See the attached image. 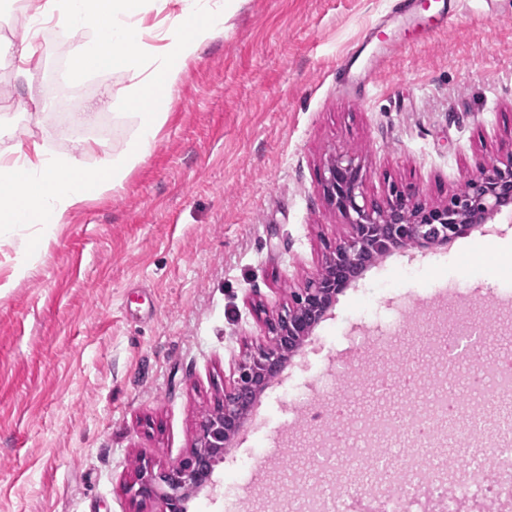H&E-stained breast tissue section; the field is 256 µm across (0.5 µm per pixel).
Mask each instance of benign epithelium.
Instances as JSON below:
<instances>
[{
	"mask_svg": "<svg viewBox=\"0 0 512 512\" xmlns=\"http://www.w3.org/2000/svg\"><path fill=\"white\" fill-rule=\"evenodd\" d=\"M358 157L338 152L327 165L323 195L346 217L349 234L336 239L325 266L290 292L288 306L265 321L263 341L246 354L237 378L198 423L191 452L155 468L139 464L129 491L160 504L159 512H186L195 493L213 491L214 467L228 442L242 429L243 415L270 380L332 309L336 296L361 278L375 262L400 248L430 249L471 234L512 207V139L498 147L497 157L480 162L463 187L441 204H426L414 186L395 188L380 202L367 200Z\"/></svg>",
	"mask_w": 512,
	"mask_h": 512,
	"instance_id": "benign-epithelium-1",
	"label": "benign epithelium"
}]
</instances>
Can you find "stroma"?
I'll return each mask as SVG.
<instances>
[{
	"label": "stroma",
	"mask_w": 512,
	"mask_h": 512,
	"mask_svg": "<svg viewBox=\"0 0 512 512\" xmlns=\"http://www.w3.org/2000/svg\"><path fill=\"white\" fill-rule=\"evenodd\" d=\"M37 5L0 9V91L12 99L0 145L32 136L64 153L91 137L101 154L120 151L131 124L97 103L122 74L73 84L64 107L54 87L68 60L54 29L30 86L16 87L10 46ZM468 6L457 25L345 90L338 63L368 28L407 32L390 0H240L223 36L187 62L145 162L34 245L28 274L0 294V512H157L128 490L139 460L190 451L200 416L258 344L262 315L286 306L349 231L321 190L331 155L359 156L369 198L412 185L430 203L496 157L512 138V0ZM502 241L512 242L506 213L445 245L394 251L340 293L261 395L257 420L216 467L218 486L251 490L246 512H286L301 491L348 483L356 441L333 471L315 464L331 421L349 429L372 413L399 415L441 389L495 428L494 392L463 382L512 354ZM444 291L471 295L481 331L456 362L435 349L455 314L439 305ZM379 370L415 378L411 399L378 394Z\"/></svg>",
	"instance_id": "obj_1"
}]
</instances>
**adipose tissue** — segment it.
<instances>
[{
  "instance_id": "1",
  "label": "adipose tissue",
  "mask_w": 512,
  "mask_h": 512,
  "mask_svg": "<svg viewBox=\"0 0 512 512\" xmlns=\"http://www.w3.org/2000/svg\"><path fill=\"white\" fill-rule=\"evenodd\" d=\"M236 4L237 0H39L34 26L14 49L17 86L29 84L39 28L51 25L65 38L83 35L71 45L69 82L97 71L121 73L125 81L113 89V104L139 101L143 107L133 115L135 130L123 149L93 168L82 162L83 155L98 147L90 140L57 155L33 138L1 150V241L11 239L19 227L32 229L35 241L47 240L89 198L122 186L151 151L186 63L223 33ZM152 96L156 104L146 105Z\"/></svg>"
}]
</instances>
